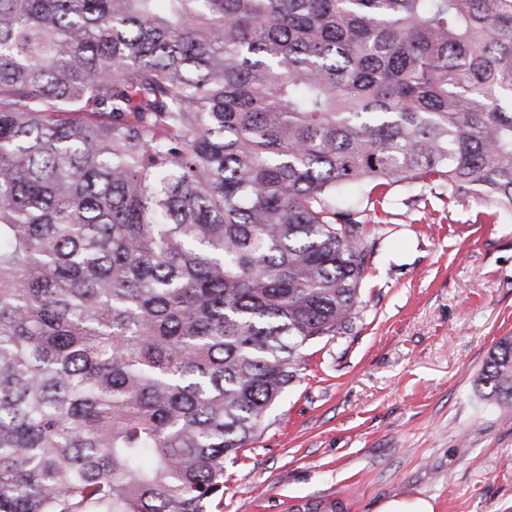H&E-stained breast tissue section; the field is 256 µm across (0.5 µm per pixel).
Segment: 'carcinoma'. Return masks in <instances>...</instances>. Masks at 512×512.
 Wrapping results in <instances>:
<instances>
[{"label": "carcinoma", "instance_id": "obj_1", "mask_svg": "<svg viewBox=\"0 0 512 512\" xmlns=\"http://www.w3.org/2000/svg\"><path fill=\"white\" fill-rule=\"evenodd\" d=\"M398 183L512 214V0H0V512H213Z\"/></svg>", "mask_w": 512, "mask_h": 512}]
</instances>
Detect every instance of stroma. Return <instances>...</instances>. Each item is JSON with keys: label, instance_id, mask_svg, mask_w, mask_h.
Masks as SVG:
<instances>
[{"label": "stroma", "instance_id": "35a3bbf8", "mask_svg": "<svg viewBox=\"0 0 512 512\" xmlns=\"http://www.w3.org/2000/svg\"><path fill=\"white\" fill-rule=\"evenodd\" d=\"M392 186L352 330L303 350L270 425L227 463L217 512H297L392 499L512 512V407L478 381L512 336V215Z\"/></svg>", "mask_w": 512, "mask_h": 512}]
</instances>
